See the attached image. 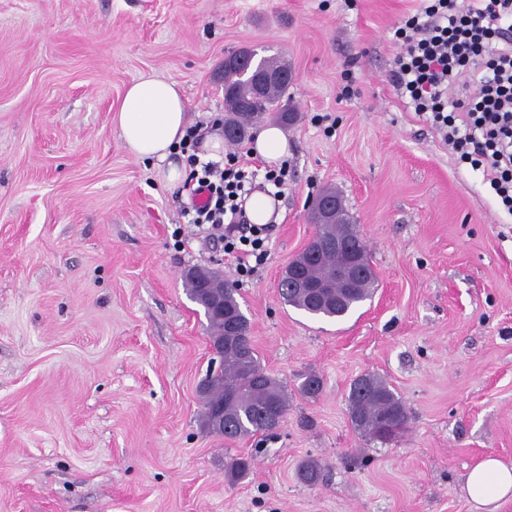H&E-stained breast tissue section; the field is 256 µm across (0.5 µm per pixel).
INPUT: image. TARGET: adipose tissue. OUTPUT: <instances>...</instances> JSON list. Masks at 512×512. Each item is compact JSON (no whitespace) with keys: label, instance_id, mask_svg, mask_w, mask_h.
<instances>
[{"label":"adipose tissue","instance_id":"1","mask_svg":"<svg viewBox=\"0 0 512 512\" xmlns=\"http://www.w3.org/2000/svg\"><path fill=\"white\" fill-rule=\"evenodd\" d=\"M126 149L177 185L183 170L171 162L187 129V103L176 83L144 74L126 88L114 114ZM470 502L479 512H498L512 500V466L489 456L472 466L465 479Z\"/></svg>","mask_w":512,"mask_h":512}]
</instances>
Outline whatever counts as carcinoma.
I'll use <instances>...</instances> for the list:
<instances>
[{"instance_id":"obj_1","label":"carcinoma","mask_w":512,"mask_h":512,"mask_svg":"<svg viewBox=\"0 0 512 512\" xmlns=\"http://www.w3.org/2000/svg\"><path fill=\"white\" fill-rule=\"evenodd\" d=\"M253 55V50L245 48L224 57V140L230 144L241 143L249 129L267 116L285 126L296 118V112L283 102L289 82L271 85L259 94L254 83L241 76L242 66L238 59ZM323 196L334 199L336 207L327 214L312 211L311 220L327 245L316 251L312 245H307L291 261L279 286L285 304L311 315L336 319L344 317L357 304L372 297L376 276L370 265L367 245L356 225L352 224L340 194L333 188H327ZM338 242L348 243L359 255L361 272L347 287L336 277V267L340 263V254L336 252ZM199 271L201 268L196 267L183 274L188 296L199 304L201 297L198 289L207 287L224 303L222 316L204 310L209 337L214 341H224L219 370L208 373L200 384L204 427L226 439L270 432L280 423L270 421L266 413L274 408L281 416H286L288 390L266 371L255 348L249 349L248 358L242 357L237 336L249 335L250 325L237 299L238 289L227 286L216 272L210 273L209 280L202 282L197 275ZM300 272L308 281L327 286L325 295L321 296L312 289L299 291L293 288L295 277ZM221 405L224 406V429L219 431L210 424L209 412ZM348 406L355 429L370 441H386L394 437L409 419L402 399L383 378L375 374H365L353 381ZM250 468V459L233 458L228 464V477L232 481L238 480L246 476Z\"/></svg>"}]
</instances>
